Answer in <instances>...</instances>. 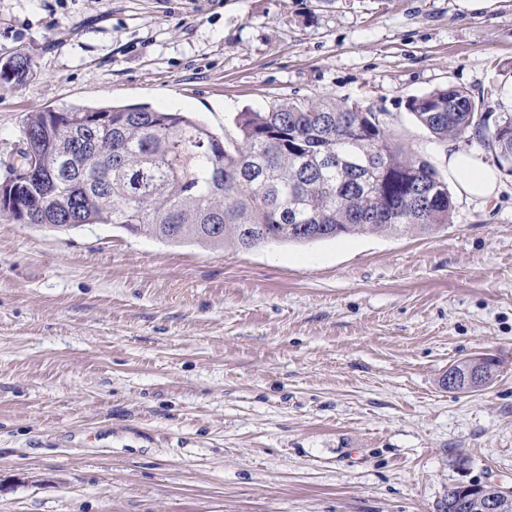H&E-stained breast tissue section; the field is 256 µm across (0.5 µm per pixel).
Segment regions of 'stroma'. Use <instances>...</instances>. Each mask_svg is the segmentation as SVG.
Listing matches in <instances>:
<instances>
[{
  "label": "stroma",
  "mask_w": 512,
  "mask_h": 512,
  "mask_svg": "<svg viewBox=\"0 0 512 512\" xmlns=\"http://www.w3.org/2000/svg\"><path fill=\"white\" fill-rule=\"evenodd\" d=\"M0 164L26 115L188 112L221 135L358 100L446 172L408 110L512 105V0H0ZM432 234L251 250L0 219V512H435L512 488V177ZM487 354L479 392L441 379ZM32 66L33 63L30 55L18 54L2 62L0 65V77L6 80H23L31 73ZM458 488L461 491V497L465 499L464 502L471 498H478L484 511H482L479 504L473 501L469 502L467 507H461L460 510L453 511L460 494L457 486L451 488L448 495L437 504L439 505V511L443 509L446 502H448L446 512H509L508 509H512V488H504L491 483L476 484L470 482H461L458 484ZM459 505H456V507L459 508Z\"/></svg>",
  "instance_id": "35a3bbf8"
}]
</instances>
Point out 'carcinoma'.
Returning <instances> with one entry per match:
<instances>
[{"instance_id": "carcinoma-1", "label": "carcinoma", "mask_w": 512, "mask_h": 512, "mask_svg": "<svg viewBox=\"0 0 512 512\" xmlns=\"http://www.w3.org/2000/svg\"><path fill=\"white\" fill-rule=\"evenodd\" d=\"M31 56L0 64V77L23 80ZM408 110L435 140L465 139L512 177V111L494 127L458 86L414 96ZM79 125L62 140L57 122ZM228 139L181 112L147 105L74 104L32 112L23 149L6 176L36 166L12 186L8 219L69 232L115 224L171 245L309 244L365 233H433L452 223L447 181L405 149L380 116L358 101L288 100L244 112ZM453 487L439 502L455 508Z\"/></svg>"}]
</instances>
